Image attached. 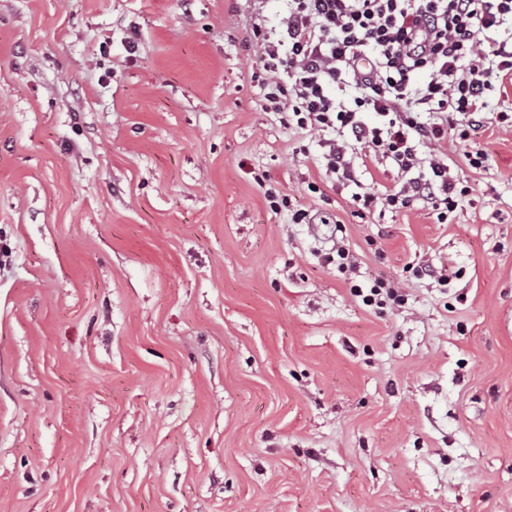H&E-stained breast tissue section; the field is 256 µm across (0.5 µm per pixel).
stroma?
Here are the masks:
<instances>
[{
  "instance_id": "obj_1",
  "label": "stroma",
  "mask_w": 512,
  "mask_h": 512,
  "mask_svg": "<svg viewBox=\"0 0 512 512\" xmlns=\"http://www.w3.org/2000/svg\"><path fill=\"white\" fill-rule=\"evenodd\" d=\"M255 20L0 0V512H512V82L447 223L357 217L400 173L265 109ZM350 288L351 293L361 297L362 303L369 307H382L387 304V300L392 301L393 304H399L404 300L398 287L383 279H368L364 284H352Z\"/></svg>"
}]
</instances>
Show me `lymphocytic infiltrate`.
I'll list each match as a JSON object with an SVG mask.
<instances>
[{"label":"lymphocytic infiltrate","instance_id":"lymphocytic-infiltrate-1","mask_svg":"<svg viewBox=\"0 0 512 512\" xmlns=\"http://www.w3.org/2000/svg\"><path fill=\"white\" fill-rule=\"evenodd\" d=\"M278 31L253 26L270 77L266 109L326 140L327 172L354 180L357 163L389 161L402 182L382 194L356 195L363 208L399 210L427 203L447 223L468 193L440 149L456 131L471 168L488 152L472 141L487 96L512 79V0H286ZM375 115L366 122L364 113Z\"/></svg>","mask_w":512,"mask_h":512}]
</instances>
